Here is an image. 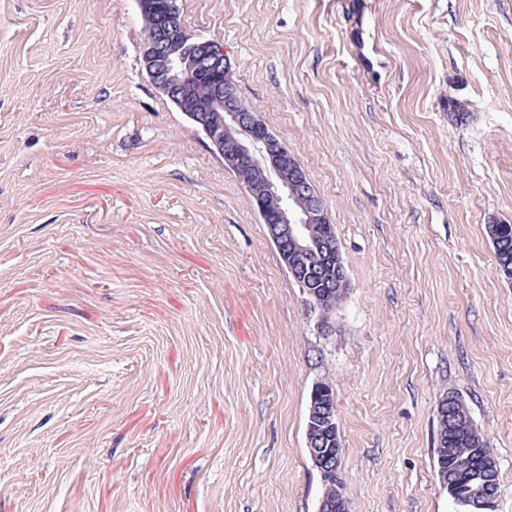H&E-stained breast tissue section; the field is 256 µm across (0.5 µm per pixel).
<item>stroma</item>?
<instances>
[{
  "instance_id": "35a3bbf8",
  "label": "stroma",
  "mask_w": 512,
  "mask_h": 512,
  "mask_svg": "<svg viewBox=\"0 0 512 512\" xmlns=\"http://www.w3.org/2000/svg\"><path fill=\"white\" fill-rule=\"evenodd\" d=\"M336 227L321 335L249 195L141 63L135 0H0V512H459L454 391L512 512V0H178ZM470 114L454 125L448 104ZM486 231L495 250L499 274L512 279V224H487ZM322 383V386L324 387L323 391L320 393L321 401L328 406L332 405V398H331V390H333L332 385L327 381H319L315 383L316 385ZM314 384V385H315ZM314 385L311 390L310 394V405L313 402L314 394L313 389ZM311 417L317 418L318 422L326 423L327 425H333V421H335V415L332 411H328L327 409H324V407H318L317 404L313 402L312 405V414ZM336 427L333 429H326L323 430L319 429L316 430L312 427H308V417L306 422V443H307V449L308 453L310 455L311 461L314 465V467L321 473V470L319 467L323 466L324 470H334L336 467V462L338 465H340L341 457H342V443L340 440V427L339 422H337V419L335 421ZM336 435L338 437V442L336 443ZM317 449V448H324V453L320 455L318 458V454L315 452H311V449ZM318 462H314V460ZM318 458V459H317ZM321 477L323 478V482L325 485V490L323 492L321 501L318 505V512H346L347 511V501L345 496L342 493V486L341 488L336 483V477L334 478H328L325 477L324 474L321 473ZM435 444L437 475L448 490L462 489L470 476H479L489 479L496 494L499 493L496 461H490L482 453L483 448H487L493 454V449L474 425L462 398L454 391L446 393L438 402ZM493 458L495 460L494 454Z\"/></svg>"
}]
</instances>
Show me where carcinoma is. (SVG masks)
<instances>
[{
    "label": "carcinoma",
    "instance_id": "obj_1",
    "mask_svg": "<svg viewBox=\"0 0 512 512\" xmlns=\"http://www.w3.org/2000/svg\"><path fill=\"white\" fill-rule=\"evenodd\" d=\"M487 234L492 241L497 269L505 279H512V224H489ZM346 274L343 257H331L314 265L309 272V283L322 298L321 308L329 316L342 301L345 292L332 287L336 277ZM340 427L316 430L306 428L307 449H324L317 459L318 466L333 470L341 462L342 443L336 441ZM437 475L448 489H462L469 477L490 480L495 491H500L497 464L485 458L482 450L490 448L487 438L476 428L468 408L459 394L450 391L437 405V431L435 439ZM325 490L318 512H347V501L342 488L334 478H323Z\"/></svg>",
    "mask_w": 512,
    "mask_h": 512
}]
</instances>
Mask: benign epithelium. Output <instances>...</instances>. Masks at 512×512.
<instances>
[{
	"mask_svg": "<svg viewBox=\"0 0 512 512\" xmlns=\"http://www.w3.org/2000/svg\"><path fill=\"white\" fill-rule=\"evenodd\" d=\"M139 11L159 14V29L144 37L142 66L151 85L162 92L202 130L224 158V168L237 171L250 165L264 172L263 180L247 188L258 214L266 224L276 248H290L293 256L331 254L337 249L333 238L323 234L329 223L323 200L307 173L288 147L244 103L237 85L223 81L231 69L224 47L209 39L187 33L181 23L177 0H136ZM207 75V97L195 95L196 86ZM306 204L297 205L298 196ZM277 207L270 220L268 205ZM495 498L481 485L467 503L489 512Z\"/></svg>",
	"mask_w": 512,
	"mask_h": 512,
	"instance_id": "benign-epithelium-1",
	"label": "benign epithelium"
}]
</instances>
